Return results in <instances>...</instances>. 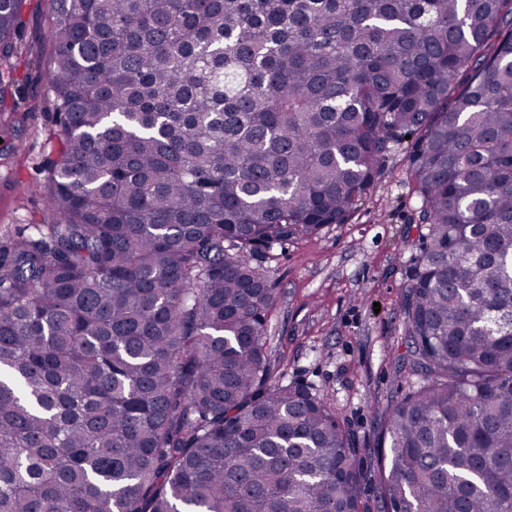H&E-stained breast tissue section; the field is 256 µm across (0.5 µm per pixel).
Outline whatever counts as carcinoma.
I'll list each match as a JSON object with an SVG mask.
<instances>
[{
    "label": "carcinoma",
    "instance_id": "cac0c4a2",
    "mask_svg": "<svg viewBox=\"0 0 512 512\" xmlns=\"http://www.w3.org/2000/svg\"><path fill=\"white\" fill-rule=\"evenodd\" d=\"M50 5L55 220L0 248V512H512V0ZM403 141L422 383L369 470L272 380L256 257L348 223Z\"/></svg>",
    "mask_w": 512,
    "mask_h": 512
}]
</instances>
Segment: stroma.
Instances as JSON below:
<instances>
[{
  "instance_id": "1",
  "label": "stroma",
  "mask_w": 512,
  "mask_h": 512,
  "mask_svg": "<svg viewBox=\"0 0 512 512\" xmlns=\"http://www.w3.org/2000/svg\"><path fill=\"white\" fill-rule=\"evenodd\" d=\"M51 24L47 0H27L20 53L11 61L18 107L0 113V244L25 225L52 220L43 197V164L59 147L47 79ZM416 206L406 147L397 144L349 223L262 259L275 297L268 321L274 376L326 398L368 463L383 408L416 382L395 371L406 351L401 299Z\"/></svg>"
}]
</instances>
